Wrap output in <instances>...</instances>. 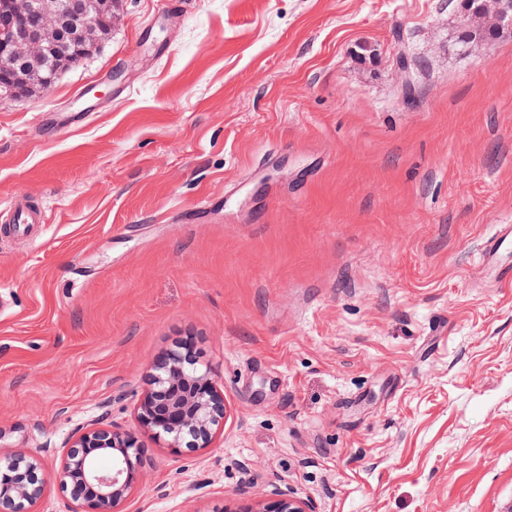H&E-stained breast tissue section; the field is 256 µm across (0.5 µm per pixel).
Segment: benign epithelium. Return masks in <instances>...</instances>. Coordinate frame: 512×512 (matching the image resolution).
<instances>
[{
    "mask_svg": "<svg viewBox=\"0 0 512 512\" xmlns=\"http://www.w3.org/2000/svg\"><path fill=\"white\" fill-rule=\"evenodd\" d=\"M112 0H0V97L29 99L47 92L59 73L80 63L114 22ZM512 25V0H472L464 27L481 34ZM142 429L170 448H209L224 428V391L191 345L178 344L151 367L139 400ZM112 454V468L98 467ZM141 446L131 432L95 426L69 442L58 481L70 512H119L138 481ZM36 459L0 458V512H32L43 492ZM251 512H315L287 493Z\"/></svg>",
    "mask_w": 512,
    "mask_h": 512,
    "instance_id": "benign-epithelium-1",
    "label": "benign epithelium"
}]
</instances>
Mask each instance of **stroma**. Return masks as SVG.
I'll return each mask as SVG.
<instances>
[{"label":"stroma","instance_id":"obj_1","mask_svg":"<svg viewBox=\"0 0 512 512\" xmlns=\"http://www.w3.org/2000/svg\"><path fill=\"white\" fill-rule=\"evenodd\" d=\"M464 12L118 0L0 103V455L39 457L35 512L93 423L142 444L124 512H512V284L476 265L512 220V31L464 43ZM186 339L225 418L176 451L135 407ZM248 512H315L311 501L287 493L281 494L277 499L260 503Z\"/></svg>","mask_w":512,"mask_h":512}]
</instances>
